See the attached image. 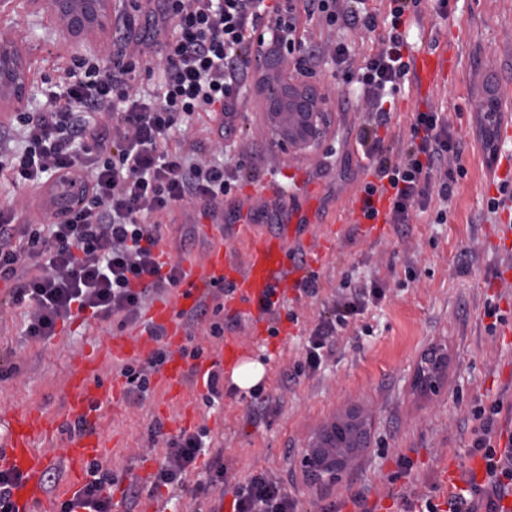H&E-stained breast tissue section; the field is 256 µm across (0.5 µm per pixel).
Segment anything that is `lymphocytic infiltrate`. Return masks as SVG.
Returning <instances> with one entry per match:
<instances>
[{"instance_id": "lymphocytic-infiltrate-1", "label": "lymphocytic infiltrate", "mask_w": 512, "mask_h": 512, "mask_svg": "<svg viewBox=\"0 0 512 512\" xmlns=\"http://www.w3.org/2000/svg\"><path fill=\"white\" fill-rule=\"evenodd\" d=\"M161 3L145 34L155 50L143 66H136L123 43L110 62L93 56L74 60L41 111L17 115L21 148L0 146V178L15 189L44 187L56 175L89 180L81 206L67 210L64 219L23 224L14 209L0 210V280L10 284V304L24 310L22 334L29 340L51 339L57 325L77 313L120 331L137 323L151 294L179 287L186 276L180 264H164L157 255L162 228L155 215L197 199L217 204L240 184L236 168L195 160L176 134L194 118L218 113L220 134L230 138L249 77L253 37L267 28L272 10L265 0ZM420 3L388 0L381 19L342 0H303L307 21L381 35V49L358 74L369 117L356 141L372 174L360 187L362 217L374 218L373 197L382 192L388 196L390 223L400 227L408 224L412 209L425 208L431 192L450 197L466 175L463 165H448L449 157H462L467 145L451 132L442 112L415 113L401 158L392 159L382 146L379 131L390 123L385 98L400 91L411 70L402 29ZM139 69L149 77L160 74L157 90L133 89ZM93 113L105 117V124L90 121ZM382 294L375 286L347 287L332 315L311 329L289 381L319 370L338 332ZM145 331L155 344L150 357L121 368L125 396L134 404L146 398L151 375L173 354L197 360L205 353L191 340L172 351L162 326L149 324ZM502 407L495 400L472 410V452L485 463V481L449 495L448 512H501L502 500L512 494V445L500 447L492 437ZM207 436L202 429L164 437L165 456L154 486L182 489L187 472L203 457L206 479L196 492L231 494L232 512H298L297 500L264 471L229 481L221 458L205 455ZM117 481L99 461L89 462L85 484L74 498L59 502L57 512L79 507L112 512Z\"/></svg>"}]
</instances>
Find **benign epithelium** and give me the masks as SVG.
Instances as JSON below:
<instances>
[{
	"instance_id": "7a95c632",
	"label": "benign epithelium",
	"mask_w": 512,
	"mask_h": 512,
	"mask_svg": "<svg viewBox=\"0 0 512 512\" xmlns=\"http://www.w3.org/2000/svg\"><path fill=\"white\" fill-rule=\"evenodd\" d=\"M49 5L59 34L77 45L103 29V18L112 9V0H33ZM297 0H287L286 8L274 19L277 36L266 41L256 36L259 52L251 60L254 81L250 89L265 104L264 118L271 143L282 151L305 155L319 149L330 128L327 97L304 73L294 30ZM30 65L16 39L0 41V118L9 120L28 97ZM445 358L424 359L415 383L424 392L440 391ZM367 423L355 414L335 416L308 439L299 456V469L312 486L336 483L362 447Z\"/></svg>"
}]
</instances>
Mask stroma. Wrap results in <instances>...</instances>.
I'll return each mask as SVG.
<instances>
[{"label":"stroma","instance_id":"35a3bbf8","mask_svg":"<svg viewBox=\"0 0 512 512\" xmlns=\"http://www.w3.org/2000/svg\"><path fill=\"white\" fill-rule=\"evenodd\" d=\"M308 30L321 42L348 43L355 68L379 48L374 34L329 30L315 23ZM20 37L29 51L34 81L22 109L36 112L57 81V65H70L79 52L61 46L50 15L34 13L27 0H16L15 11L0 18V39ZM406 38L413 55L449 47L448 75L427 90L409 83L395 95L384 149L399 158L414 113L430 106L444 113L468 150L462 158L467 174L454 194L447 198L431 194L425 210L412 211L405 230L389 224L381 237L372 239L362 225L336 221L338 211L350 206L364 180L366 160L347 132L358 129L368 114L360 84L346 80L333 64L320 63L315 72L332 122L322 147L312 154L291 156L274 147L262 108L248 96L237 115L228 152L218 147L219 133H204L199 120L190 122L187 148L207 160L242 163V181L239 190L217 206L198 200L157 214L163 226L160 247L170 261L199 265L219 246L226 260L245 267L247 237L253 233L291 242L299 235L317 239L332 229L336 239L324 261H305L319 275L318 296L301 299L295 289H286L298 320L280 319L279 336H269L266 327L257 326L250 314L230 304L224 314L238 316L239 322L225 331L223 339L209 337L206 325L191 327L207 354H214L228 339L245 347L247 358L264 362L263 386L273 397L266 413L252 415L249 397L229 381L220 407L207 408L201 400L204 386L188 374L182 377L181 398H173L157 379L143 403L116 401L111 386L120 379V362L102 359L98 397L103 410L95 432L108 444L101 462L118 478L113 502H122L134 475L142 487L134 512H212L213 497L194 491L204 479L203 469L188 472L184 490L153 486L165 451L163 441L150 436L158 423L168 435L207 428L209 451L222 454L229 480L260 470L273 473L296 498L299 512H321L324 505L343 502L358 492L370 500H384V512H403L408 502L412 512H424L429 502L445 507L449 490L441 471L448 462L462 466L470 460L473 434L465 421L471 408L501 399L504 408L493 428L494 441H501L512 429V287L495 283L504 257L491 243L499 217L486 208L487 199L498 194L500 159L512 158V132L505 137L487 134V122L477 108L488 96L501 98L502 123L512 129V0H449L444 15L435 0H423L420 14L407 21ZM258 149L265 159L253 169L250 154ZM271 179L278 182L279 202L285 207L293 204L296 191L311 192L309 223L292 228L283 223L226 220L229 212L265 208L256 191ZM440 211L447 213L446 223H436ZM465 250L470 259L464 266L460 254ZM357 282L379 284L386 295L340 331L320 370L286 383V373L302 359L306 334L331 315L344 284ZM8 293L0 280V369L9 372L8 377H0V436L6 435L11 415L20 408L41 412L53 421V429L37 447L49 458L50 468L59 471L56 485L43 489L44 499L55 502L80 487L64 453L68 375L83 354L115 338L116 332L108 323L78 316L58 327L49 341L31 342L21 334L24 312L11 307ZM489 300L506 317L493 330L483 315ZM433 352L447 358L436 395L414 385L418 363ZM350 408L366 417L369 446L355 456L336 484L312 487L298 468L299 453L312 432ZM403 457L412 461L413 468L400 477L396 471Z\"/></svg>","mask_w":512,"mask_h":512}]
</instances>
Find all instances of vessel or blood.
<instances>
[{
    "label": "vessel or blood",
    "mask_w": 512,
    "mask_h": 512,
    "mask_svg": "<svg viewBox=\"0 0 512 512\" xmlns=\"http://www.w3.org/2000/svg\"><path fill=\"white\" fill-rule=\"evenodd\" d=\"M449 59L445 54L425 52L415 57L413 71L419 87L425 88L440 82L448 69ZM304 277L303 267L288 256L285 242L278 236H257L248 242V259L245 271H238L224 260L223 251L214 252L200 267L191 269L182 286L176 304H158L152 313L155 324L165 328L169 340H180L183 329L176 321L173 308H190L204 295L212 284L230 283L235 287L238 305L244 306L255 319H263L259 305L269 289H284ZM152 352L150 339L134 342L113 339L104 352H93L74 371L72 394L67 406L70 420H90L94 414L89 410V402L95 396L91 381L98 369L102 354L119 358L149 357ZM48 432L41 415L22 409L9 421V442L0 452V469L13 471L20 476L19 485L14 491V501L19 512H28L33 502H41L43 512H54L50 502L42 501V478L48 467L47 457L38 452L35 442ZM105 453V444L97 436L86 434L76 436L67 444V459L72 469H79L82 462L92 456Z\"/></svg>",
    "instance_id": "vessel-or-blood-1"
}]
</instances>
